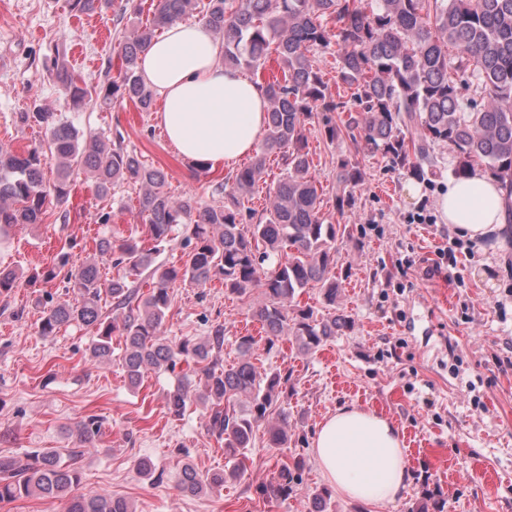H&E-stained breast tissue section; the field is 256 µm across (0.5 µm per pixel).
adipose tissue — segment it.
<instances>
[{
	"mask_svg": "<svg viewBox=\"0 0 512 512\" xmlns=\"http://www.w3.org/2000/svg\"><path fill=\"white\" fill-rule=\"evenodd\" d=\"M139 72L157 94L156 120L184 158L229 167L252 153L267 121L259 81L224 64V45L201 22H176L155 38ZM443 223L460 237L498 247L512 235L495 182L482 170L449 180L438 199ZM313 455L342 497L385 505L401 498L412 473L400 430L375 411L337 407L320 425Z\"/></svg>",
	"mask_w": 512,
	"mask_h": 512,
	"instance_id": "obj_1",
	"label": "adipose tissue"
}]
</instances>
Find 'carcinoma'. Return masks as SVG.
I'll return each mask as SVG.
<instances>
[{"instance_id":"carcinoma-1","label":"carcinoma","mask_w":512,"mask_h":512,"mask_svg":"<svg viewBox=\"0 0 512 512\" xmlns=\"http://www.w3.org/2000/svg\"><path fill=\"white\" fill-rule=\"evenodd\" d=\"M113 6L112 0H72L90 13ZM151 21L119 43V77L94 93L92 78L56 60L57 77L73 109L98 99L104 104L129 101L142 112L152 109L154 94L138 72L141 54L158 31L194 14L224 43V65L254 70L274 52L281 76L265 84L268 124L264 142L252 160L224 181V201L194 206L165 191V173L137 153L103 135L85 134L69 119L51 112H22L20 122L45 126L47 148L24 155L0 150V232L17 224H40L51 202L70 194V175L84 170L98 198L117 185L139 188L137 215L149 227L150 245L125 239L115 245L102 237L94 250L118 254L116 277L104 281L95 259L64 270L66 262L35 270L29 282L50 283L64 276L78 295L75 304L61 302L44 311L40 335L54 336L64 326L82 323L96 329L89 360L112 359V338L122 345L128 383L139 386L150 373H169L177 384L166 395L170 414L180 416L193 403L203 405L209 433L224 438V450L238 459L229 473L203 475L193 466L182 471L180 489L197 495L224 486L245 470L246 450L264 428L271 444L288 447L291 423L284 409L274 421L272 408L288 392L287 371L262 373L254 362L259 340L237 341L238 361L225 365L224 325L211 326L206 339L170 341L161 336L177 282L204 287L215 279L224 291L240 297L261 290L252 317L268 345L282 337L298 353L316 352L349 327L348 317L334 313L341 282L336 277L338 242L347 225L327 224L321 212L319 182L311 172L306 121L320 110L332 142L349 139L354 148L379 154L390 166L424 174L433 149L444 143L452 154V174L461 178L481 166L498 179L504 202L512 204V0H156ZM338 47L343 84L353 89L347 101H328L320 69L310 53L330 44ZM456 53L448 57V47ZM468 79L479 104L463 98L456 76ZM331 112L346 114L335 119ZM281 157L283 169L270 183L269 207L248 206L266 173L267 159ZM59 169L55 183H43L47 161ZM364 180L352 154L336 161L339 211L351 205ZM185 226V259L179 265H157L155 255ZM148 273L150 291L140 292L132 278ZM310 286L319 288L326 314L296 304ZM112 313L102 314L103 297ZM102 423L89 417L76 423L74 447L53 448L25 458L0 455V503L32 496L66 498L67 512H134L131 504L101 491L81 492L80 462L95 447ZM301 461L282 463L260 486L270 500H286L299 481Z\"/></svg>"}]
</instances>
